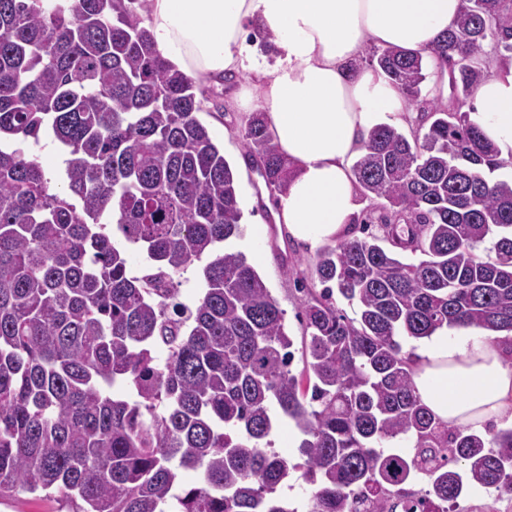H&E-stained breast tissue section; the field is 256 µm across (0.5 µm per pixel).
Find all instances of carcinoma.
Listing matches in <instances>:
<instances>
[{"mask_svg":"<svg viewBox=\"0 0 512 512\" xmlns=\"http://www.w3.org/2000/svg\"><path fill=\"white\" fill-rule=\"evenodd\" d=\"M148 13L147 0H0V496L298 512L278 486L300 468L308 512H450L466 482L512 494V428L436 418L399 341L512 334V178L493 177L506 162L463 111L491 64L512 63V0H460L425 56L369 54L416 130L375 126L352 166L382 235L318 255L298 374L284 311L234 244L244 210L198 117L205 92L157 51ZM447 67L445 104L426 83ZM45 135L66 148L58 177L27 149ZM239 136L283 192L264 113ZM197 262L194 307L172 302ZM278 418L302 434L303 465L272 450ZM185 470L197 481L180 493ZM421 476L422 498L406 489Z\"/></svg>","mask_w":512,"mask_h":512,"instance_id":"carcinoma-1","label":"carcinoma"}]
</instances>
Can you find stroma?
<instances>
[{"instance_id":"stroma-1","label":"stroma","mask_w":512,"mask_h":512,"mask_svg":"<svg viewBox=\"0 0 512 512\" xmlns=\"http://www.w3.org/2000/svg\"><path fill=\"white\" fill-rule=\"evenodd\" d=\"M247 84V77L239 76L218 85H209V99L204 102L199 118L222 144L224 157L236 172L245 229L236 245L246 253L273 298L284 310L287 331L298 343L304 334L303 306L311 298L320 297L323 290L321 283L312 275L317 254L303 244L290 240L286 232L274 224L271 208L267 204L270 194L263 178L243 163L238 130L249 110L237 105L232 96ZM257 224L268 227L267 239L259 244L253 243L249 235Z\"/></svg>"}]
</instances>
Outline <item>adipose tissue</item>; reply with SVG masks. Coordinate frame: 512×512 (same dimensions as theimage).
<instances>
[{"instance_id": "adipose-tissue-1", "label": "adipose tissue", "mask_w": 512, "mask_h": 512, "mask_svg": "<svg viewBox=\"0 0 512 512\" xmlns=\"http://www.w3.org/2000/svg\"><path fill=\"white\" fill-rule=\"evenodd\" d=\"M459 0H150L147 26L178 71L206 83L248 73L241 104H265L288 187L274 219L319 248L347 236L359 209L351 172L368 132L403 97L381 69L360 66L367 42L427 53L450 28ZM270 33L266 47L250 31ZM512 160V65L493 66L465 106ZM421 402L448 425L512 424V343L476 328H444L412 355Z\"/></svg>"}]
</instances>
